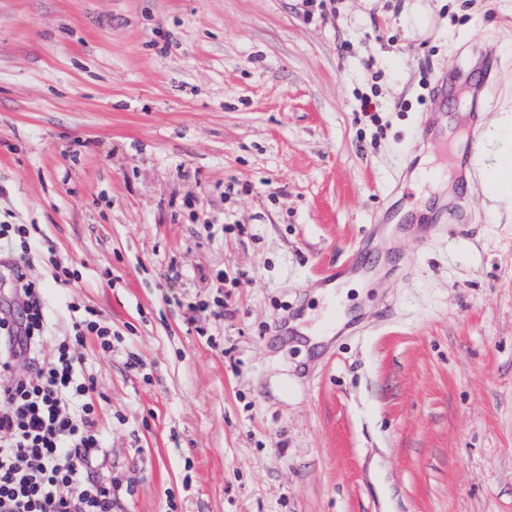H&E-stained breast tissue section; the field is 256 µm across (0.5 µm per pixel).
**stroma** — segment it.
Here are the masks:
<instances>
[{"label": "stroma", "mask_w": 512, "mask_h": 512, "mask_svg": "<svg viewBox=\"0 0 512 512\" xmlns=\"http://www.w3.org/2000/svg\"><path fill=\"white\" fill-rule=\"evenodd\" d=\"M462 110L475 174L421 181ZM505 151L512 0H438L422 39L394 0H0V212L79 274L31 263L55 334L73 300L112 324L82 353L115 512H512ZM330 304L357 330L273 336Z\"/></svg>", "instance_id": "35a3bbf8"}]
</instances>
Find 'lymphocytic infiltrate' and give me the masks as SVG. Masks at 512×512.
<instances>
[{
	"label": "lymphocytic infiltrate",
	"mask_w": 512,
	"mask_h": 512,
	"mask_svg": "<svg viewBox=\"0 0 512 512\" xmlns=\"http://www.w3.org/2000/svg\"><path fill=\"white\" fill-rule=\"evenodd\" d=\"M33 224H0V258L37 254ZM0 309V512H113L118 488L94 472L104 446L96 380L80 349L112 348V325L71 303L69 336L51 333L50 310L27 264L8 268ZM30 371L16 373L18 363Z\"/></svg>",
	"instance_id": "1"
}]
</instances>
